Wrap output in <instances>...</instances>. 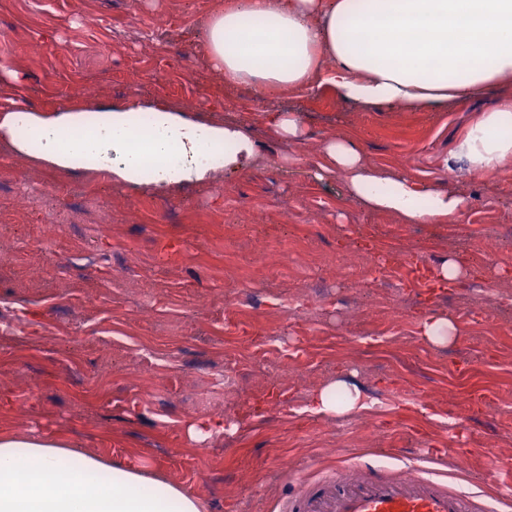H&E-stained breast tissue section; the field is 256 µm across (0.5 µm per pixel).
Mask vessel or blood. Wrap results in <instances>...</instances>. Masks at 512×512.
Returning a JSON list of instances; mask_svg holds the SVG:
<instances>
[{"label":"vessel or blood","instance_id":"b4317fda","mask_svg":"<svg viewBox=\"0 0 512 512\" xmlns=\"http://www.w3.org/2000/svg\"><path fill=\"white\" fill-rule=\"evenodd\" d=\"M279 512H495L481 496L449 487L431 472L407 466L390 476L369 465L338 469L284 495Z\"/></svg>","mask_w":512,"mask_h":512}]
</instances>
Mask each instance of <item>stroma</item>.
Instances as JSON below:
<instances>
[{"mask_svg":"<svg viewBox=\"0 0 512 512\" xmlns=\"http://www.w3.org/2000/svg\"><path fill=\"white\" fill-rule=\"evenodd\" d=\"M223 7L224 0H0L14 47L0 63V95L22 87L27 106L42 114L132 99L176 106L190 96L192 117L244 126L259 157L240 176L164 195L113 184L79 228L62 227L75 244L109 254L107 266L69 268L66 252L37 242L40 213L10 210L9 193L0 191V222L13 227L0 256H21L15 272L0 277V306L14 319L0 333V431L148 461L205 499L209 512H278L290 484L359 463L396 473L412 458L451 487L494 493L512 479L487 466L491 456L512 463V314L486 335L470 329L443 347L425 343L419 324L431 311L463 322V310L483 302V285L512 296V250L499 246L512 237V198L469 177L462 223L401 224L349 200L340 179L316 177L323 144L343 136L372 167L447 186L456 141L483 103L402 112L343 104L323 89L257 106L248 88L209 80L199 24ZM157 15L170 20L167 40L148 28ZM128 70L141 82L121 83ZM87 82L94 97L80 93ZM287 108L306 120L294 143L279 141L262 117ZM0 168L31 186L50 173L2 137ZM103 224L111 237L99 235ZM258 239L288 252L287 274L250 265ZM476 246L490 265L467 287L418 286L419 270ZM351 257L362 266L393 262L388 295L405 314L375 369L356 368L353 357L384 317L373 303L377 284L364 278L348 289L329 280L331 267ZM236 275L256 283L259 305L225 306L224 281ZM147 311L166 322L162 342L172 355L152 382L137 376L141 346L155 334ZM228 356L248 370L204 405L212 369ZM342 377L387 393L388 407L335 418L301 413L312 392ZM418 389L435 394L432 408L409 405ZM216 419L224 433L189 438V424ZM461 449L470 456L463 472L449 462Z\"/></svg>","mask_w":512,"mask_h":512,"instance_id":"1","label":"stroma"}]
</instances>
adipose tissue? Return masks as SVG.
I'll list each match as a JSON object with an SVG mask.
<instances>
[{"label":"adipose tissue","mask_w":512,"mask_h":512,"mask_svg":"<svg viewBox=\"0 0 512 512\" xmlns=\"http://www.w3.org/2000/svg\"><path fill=\"white\" fill-rule=\"evenodd\" d=\"M202 54L225 86L270 91L330 89L337 101L437 112L493 98L458 140L469 174L500 175L512 161V0H225L202 25ZM0 136L62 172L101 173L165 194L250 170L257 153L242 126L199 122L165 101L51 114L30 110L22 90L0 99ZM323 175L349 198L403 224L460 223L467 198L371 167L348 138L322 149ZM361 391L334 379L304 410L347 416ZM204 499L63 440L0 433V512H207Z\"/></svg>","instance_id":"adipose-tissue-1"}]
</instances>
